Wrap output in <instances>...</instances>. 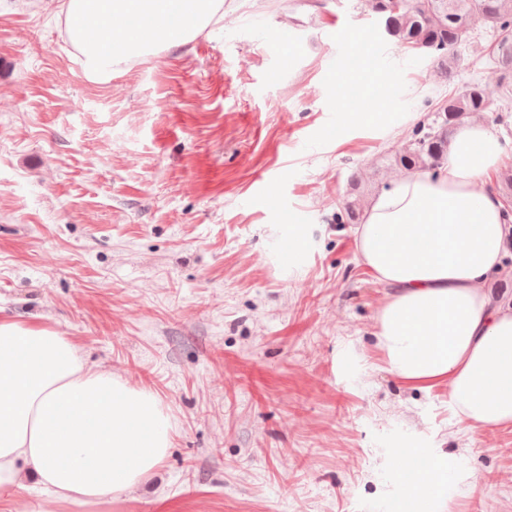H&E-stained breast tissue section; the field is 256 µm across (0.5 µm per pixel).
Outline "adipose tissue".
Listing matches in <instances>:
<instances>
[{"instance_id": "obj_1", "label": "adipose tissue", "mask_w": 512, "mask_h": 512, "mask_svg": "<svg viewBox=\"0 0 512 512\" xmlns=\"http://www.w3.org/2000/svg\"><path fill=\"white\" fill-rule=\"evenodd\" d=\"M220 0H67V31L88 67L185 43ZM145 20L142 29L129 18ZM98 33L84 40L85 29ZM364 99L352 123L390 129V115L360 65L345 75ZM503 146L481 119L463 124L437 172L391 181L355 230L359 263L388 293L376 312V349L406 387L447 388L468 430L512 426V308L485 287L504 270L503 203L490 176ZM172 444L156 394L86 365L67 336L0 315V512L28 481L94 512L145 483ZM447 456L410 470L409 502L440 498Z\"/></svg>"}]
</instances>
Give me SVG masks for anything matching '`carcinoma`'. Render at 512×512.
Masks as SVG:
<instances>
[{"label": "carcinoma", "mask_w": 512, "mask_h": 512, "mask_svg": "<svg viewBox=\"0 0 512 512\" xmlns=\"http://www.w3.org/2000/svg\"><path fill=\"white\" fill-rule=\"evenodd\" d=\"M364 6L384 20L386 34L399 44L434 55L438 64L451 71L461 45L470 42L472 22L482 21L496 35L487 56L502 75V98L512 99V0H363ZM484 89L471 83L448 92L438 102L426 101L420 119L403 147L389 156L391 165L412 171H436L447 160L455 127L474 114L487 111ZM505 204V223L512 222V167L496 178ZM361 199L352 187L336 223L359 220Z\"/></svg>", "instance_id": "1"}]
</instances>
